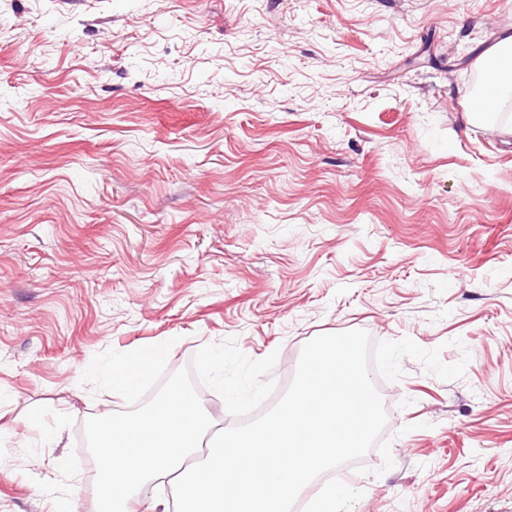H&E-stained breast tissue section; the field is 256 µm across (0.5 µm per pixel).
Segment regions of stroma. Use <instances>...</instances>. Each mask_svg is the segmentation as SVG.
<instances>
[{
  "label": "stroma",
  "instance_id": "35a3bbf8",
  "mask_svg": "<svg viewBox=\"0 0 512 512\" xmlns=\"http://www.w3.org/2000/svg\"><path fill=\"white\" fill-rule=\"evenodd\" d=\"M512 0H0V512H97L93 357L441 348L374 375L394 465L338 512H512ZM67 458L72 472L58 470ZM505 47H510V51L505 52ZM477 64L483 76V88L479 98L480 108L475 111L489 114L492 112V103L504 92L512 91V37L508 38L503 47L485 52Z\"/></svg>",
  "mask_w": 512,
  "mask_h": 512
}]
</instances>
